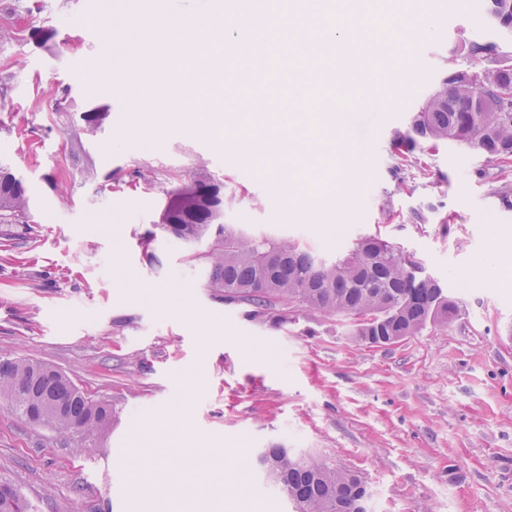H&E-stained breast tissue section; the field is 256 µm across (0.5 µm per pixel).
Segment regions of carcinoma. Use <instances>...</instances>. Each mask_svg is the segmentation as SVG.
Wrapping results in <instances>:
<instances>
[{
  "mask_svg": "<svg viewBox=\"0 0 512 512\" xmlns=\"http://www.w3.org/2000/svg\"><path fill=\"white\" fill-rule=\"evenodd\" d=\"M498 27L512 30V0H486ZM464 56L484 62L478 70L442 74L434 90L411 112L406 127L392 134L399 176L417 163L416 152L441 144L463 146L500 163L512 158V64L502 62L493 42L464 41ZM108 112L83 113L84 133L95 136ZM156 228L176 244L207 245L191 256L208 269L207 286L218 297L240 302L264 316L299 306L329 316H347L352 335L371 346H389L415 336L429 324L447 326L458 301L414 256L386 239H359L334 261L315 256L292 238L248 235L224 223V181L198 171L166 190ZM26 182L0 164V224H30ZM148 230L141 245L146 262L161 266ZM17 417L56 430L72 426L91 432L112 422L111 405L87 396L68 376L30 358L0 356V405ZM258 467L268 484L291 503L292 512H370L362 477L323 459L291 451L282 443L262 449ZM0 512H30L11 484L0 481Z\"/></svg>",
  "mask_w": 512,
  "mask_h": 512,
  "instance_id": "cac0c4a2",
  "label": "carcinoma"
}]
</instances>
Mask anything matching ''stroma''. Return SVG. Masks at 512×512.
Masks as SVG:
<instances>
[{"label":"stroma","mask_w":512,"mask_h":512,"mask_svg":"<svg viewBox=\"0 0 512 512\" xmlns=\"http://www.w3.org/2000/svg\"><path fill=\"white\" fill-rule=\"evenodd\" d=\"M336 6L303 14L317 38L344 36L368 55L371 81L351 77L334 92L347 113L340 131L319 114L331 53L284 42L273 28L247 57L207 45L231 80H200L210 94H254L251 111L223 125L156 124L134 111L98 51L124 45L105 11L82 0H0L17 39L0 43V67L23 60L0 91V161L27 182L36 224L30 239L0 251V355L65 372L112 406L93 434L57 432L0 406V479L35 512H289L252 473L270 442L357 471L373 512H512V208L491 191L494 164L442 145L398 187L391 134L438 75L467 66L451 55L462 38H512L485 21L484 0H360L354 24L335 28ZM56 33L31 42V28ZM275 70L281 112L269 111L242 62ZM325 72L305 101L290 82ZM109 116L85 136L79 114ZM205 161L224 181V220L253 235L298 240L332 260L379 236L422 263L460 306L450 327L430 326L385 347L349 336L346 321L301 308L285 322L248 317L221 302L204 264L158 238L164 267L142 258L164 192ZM145 168L152 186L132 187ZM63 180L68 203L48 183ZM175 458L188 480L167 481Z\"/></svg>","instance_id":"1"}]
</instances>
